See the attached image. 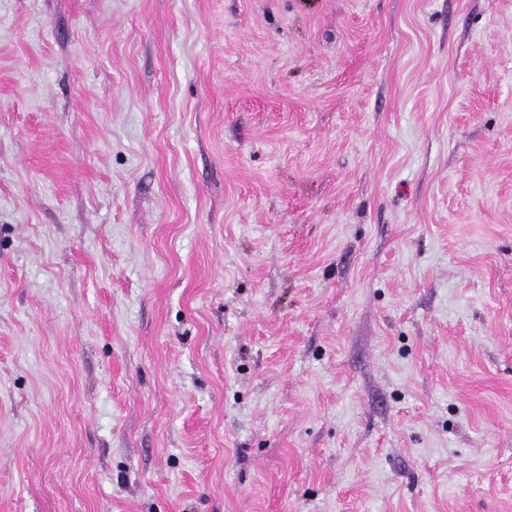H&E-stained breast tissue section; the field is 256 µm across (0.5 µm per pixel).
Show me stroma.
Returning <instances> with one entry per match:
<instances>
[{
  "label": "stroma",
  "mask_w": 512,
  "mask_h": 512,
  "mask_svg": "<svg viewBox=\"0 0 512 512\" xmlns=\"http://www.w3.org/2000/svg\"><path fill=\"white\" fill-rule=\"evenodd\" d=\"M0 512H512V0H0Z\"/></svg>",
  "instance_id": "obj_1"
}]
</instances>
